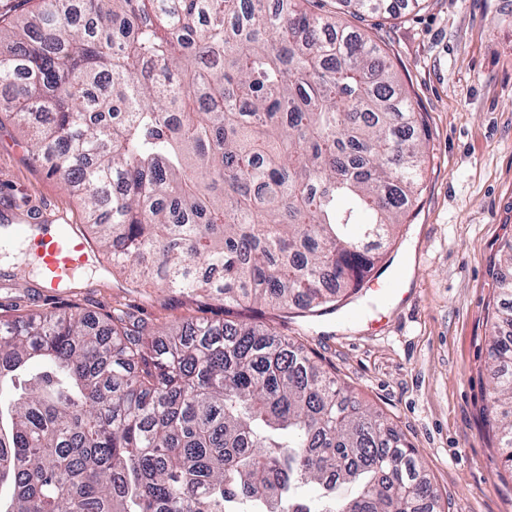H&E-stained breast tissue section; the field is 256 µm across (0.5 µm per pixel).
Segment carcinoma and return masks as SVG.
<instances>
[{"mask_svg":"<svg viewBox=\"0 0 512 512\" xmlns=\"http://www.w3.org/2000/svg\"><path fill=\"white\" fill-rule=\"evenodd\" d=\"M300 2L37 0L0 21V112L131 282L316 317L383 262L418 113L378 43ZM495 318L486 423L512 468V279ZM438 507L384 413L272 326L0 316V512Z\"/></svg>","mask_w":512,"mask_h":512,"instance_id":"carcinoma-1","label":"carcinoma"}]
</instances>
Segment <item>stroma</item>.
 Listing matches in <instances>:
<instances>
[{
  "label": "stroma",
  "instance_id": "1",
  "mask_svg": "<svg viewBox=\"0 0 512 512\" xmlns=\"http://www.w3.org/2000/svg\"><path fill=\"white\" fill-rule=\"evenodd\" d=\"M307 8L381 45L423 118L420 190L382 274L393 294L360 293L349 307L302 317L137 288L102 254L78 270L76 286L49 288L26 254L0 266V313L121 309L151 329L238 317L276 327L386 414L445 512H512V471L483 421L485 338L512 241V0H424L415 10L399 0L393 15L362 18L336 0ZM26 139L25 127L0 122V220L82 225L78 201L29 159Z\"/></svg>",
  "mask_w": 512,
  "mask_h": 512
}]
</instances>
